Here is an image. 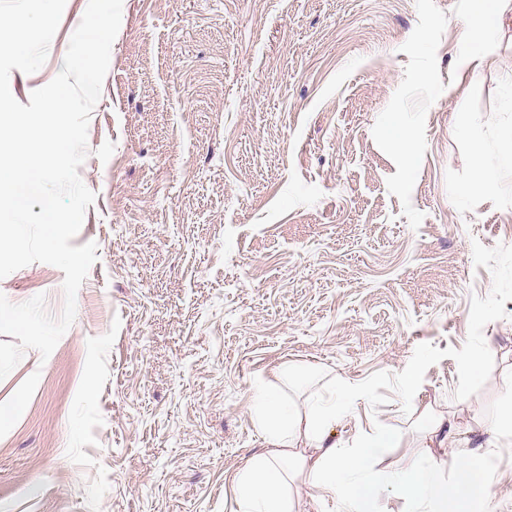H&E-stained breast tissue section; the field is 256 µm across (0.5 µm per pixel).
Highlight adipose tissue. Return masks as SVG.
<instances>
[{
	"instance_id": "obj_1",
	"label": "adipose tissue",
	"mask_w": 512,
	"mask_h": 512,
	"mask_svg": "<svg viewBox=\"0 0 512 512\" xmlns=\"http://www.w3.org/2000/svg\"><path fill=\"white\" fill-rule=\"evenodd\" d=\"M276 374L278 386L263 382L252 391V418L269 450L234 480L240 512H293L288 487L296 475L314 490L320 512H383L389 498L420 512H495L486 493L489 451L512 446V374L502 380L507 406L482 422L486 452L462 448L455 427L431 419L421 423L420 433L450 449L449 461L411 450L398 469L379 472L375 461L405 442L403 430L378 425L341 443L331 433L366 402V389L344 388L327 397L315 388L320 371L283 364Z\"/></svg>"
}]
</instances>
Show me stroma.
Instances as JSON below:
<instances>
[{"mask_svg": "<svg viewBox=\"0 0 512 512\" xmlns=\"http://www.w3.org/2000/svg\"><path fill=\"white\" fill-rule=\"evenodd\" d=\"M87 3L66 0L38 71L12 70L17 101L62 69ZM480 6L123 0L78 169L96 199L73 243L98 260L51 355L0 380V403L24 398L0 512H238L232 481L267 451L252 387L283 363L370 385L356 425L428 411L479 439L512 373V173L493 193L470 163L512 130V27L458 70ZM63 279L37 262L0 294L56 316ZM491 473L512 512V447Z\"/></svg>", "mask_w": 512, "mask_h": 512, "instance_id": "35a3bbf8", "label": "stroma"}]
</instances>
